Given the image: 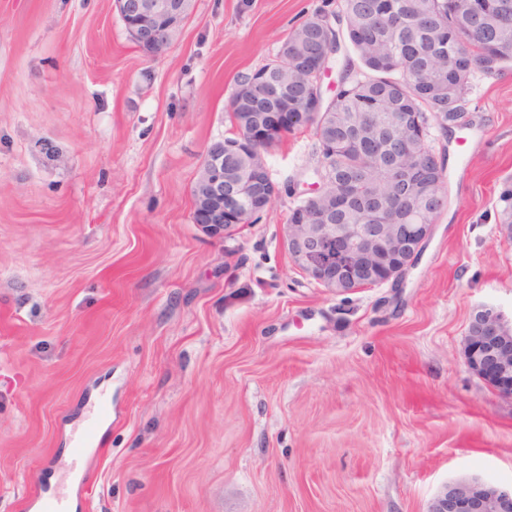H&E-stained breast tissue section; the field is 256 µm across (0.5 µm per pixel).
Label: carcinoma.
<instances>
[{
    "instance_id": "cac0c4a2",
    "label": "carcinoma",
    "mask_w": 512,
    "mask_h": 512,
    "mask_svg": "<svg viewBox=\"0 0 512 512\" xmlns=\"http://www.w3.org/2000/svg\"><path fill=\"white\" fill-rule=\"evenodd\" d=\"M471 0H342L343 27L323 25L318 12L295 28L280 55L262 66L281 72L288 80V111L300 112L296 131L319 134L336 126L345 139L336 151L318 143L322 167L316 170L319 193L290 210L288 221H300L311 209L333 216L336 224H366L373 205H403L406 187L392 172L388 142L395 138L430 136L431 123L455 125L462 118L468 83L457 75L476 64L494 73L512 65V0H485L475 13ZM345 41L357 63H348L340 76L344 90L336 99L315 110L306 94L316 80L317 67L299 69L288 63V54L305 50L320 62ZM277 108L251 99L238 82L230 102L233 127L240 113ZM411 178L446 185L447 156L402 153ZM495 223L503 238L512 240V173L500 182L495 203Z\"/></svg>"
}]
</instances>
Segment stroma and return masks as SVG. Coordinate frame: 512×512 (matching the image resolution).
Instances as JSON below:
<instances>
[{
  "label": "stroma",
  "instance_id": "stroma-1",
  "mask_svg": "<svg viewBox=\"0 0 512 512\" xmlns=\"http://www.w3.org/2000/svg\"><path fill=\"white\" fill-rule=\"evenodd\" d=\"M340 9L193 0L149 57L113 0H0V512H426L461 478L512 487V399L464 360L476 308L512 320V67L473 75L466 127L432 128L448 205L399 280L339 294L292 264L309 131L267 153L255 223L191 220L238 80ZM495 222L503 238L512 240V173L505 175L500 182L495 203ZM95 427V420H92L86 426L83 435L77 440L75 447L73 448L70 469L74 473L82 472L85 468L86 461V444L92 438Z\"/></svg>",
  "mask_w": 512,
  "mask_h": 512
}]
</instances>
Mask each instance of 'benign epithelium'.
Returning a JSON list of instances; mask_svg holds the SVG:
<instances>
[{
    "mask_svg": "<svg viewBox=\"0 0 512 512\" xmlns=\"http://www.w3.org/2000/svg\"><path fill=\"white\" fill-rule=\"evenodd\" d=\"M126 31L145 53L159 54L182 31L192 0H114ZM292 112H251L242 119L234 147L249 152L237 177L224 175V148L210 144L196 178L192 222L211 238L221 239L246 216L265 211L279 194L269 175L265 146L277 142L296 124ZM409 208L397 224H330L324 214H305L285 225L291 262L324 288L338 293L381 284L404 275L409 262L431 237L429 220L442 204L432 184L409 195ZM415 217L417 224L404 220ZM467 366L500 395L512 397V324L491 306L476 309L469 320L464 351ZM426 512H512V488L473 476L448 483Z\"/></svg>",
    "mask_w": 512,
    "mask_h": 512,
    "instance_id": "1",
    "label": "benign epithelium"
}]
</instances>
